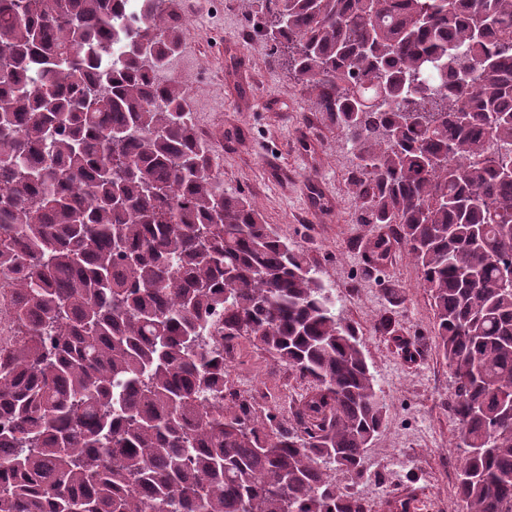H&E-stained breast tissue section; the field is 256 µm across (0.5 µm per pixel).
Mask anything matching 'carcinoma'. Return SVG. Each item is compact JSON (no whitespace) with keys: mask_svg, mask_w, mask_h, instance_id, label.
I'll use <instances>...</instances> for the list:
<instances>
[{"mask_svg":"<svg viewBox=\"0 0 512 512\" xmlns=\"http://www.w3.org/2000/svg\"><path fill=\"white\" fill-rule=\"evenodd\" d=\"M0 0V512H370L386 407L327 285L224 192L173 0ZM261 33L395 224L455 379L467 512H512V0H257ZM248 336L307 382L227 386ZM233 344L238 345L239 354ZM226 345L228 385L241 393L253 394L258 415L271 413L290 420L291 407L298 404L306 385L296 380L290 371L278 364L266 351L254 345L247 336H239Z\"/></svg>","mask_w":512,"mask_h":512,"instance_id":"obj_1","label":"carcinoma"}]
</instances>
